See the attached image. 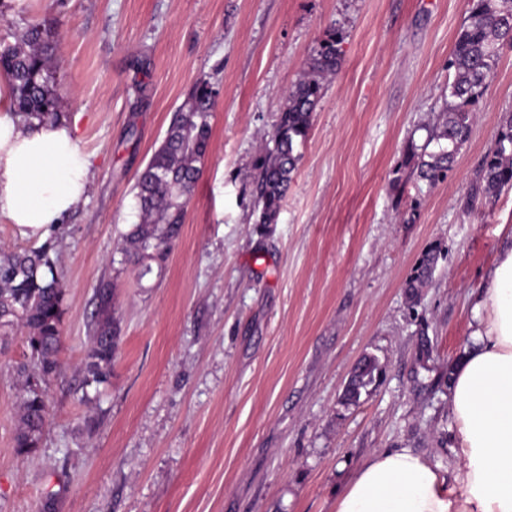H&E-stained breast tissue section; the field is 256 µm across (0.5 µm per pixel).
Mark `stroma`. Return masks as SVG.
Masks as SVG:
<instances>
[{
	"instance_id": "1",
	"label": "stroma",
	"mask_w": 512,
	"mask_h": 512,
	"mask_svg": "<svg viewBox=\"0 0 512 512\" xmlns=\"http://www.w3.org/2000/svg\"><path fill=\"white\" fill-rule=\"evenodd\" d=\"M470 0H6L0 38L59 32L61 109L89 155L85 203L46 239L0 223V246H52L66 292L61 372L37 448L15 446L26 337L0 346V512H336L373 453L409 448L453 480L448 377L471 302L512 226V188L463 201L512 116V46L444 182L404 165L448 96ZM326 86L278 218L255 221L254 159L331 29ZM202 78L218 83L209 153L161 273L123 264L132 187ZM136 124L137 139L127 128ZM431 281L405 288L429 246ZM114 285L120 344L84 388L95 291ZM428 343L430 355L420 352ZM381 376L342 400L354 364Z\"/></svg>"
}]
</instances>
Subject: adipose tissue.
<instances>
[{"label":"adipose tissue","instance_id":"ef3b65f1","mask_svg":"<svg viewBox=\"0 0 512 512\" xmlns=\"http://www.w3.org/2000/svg\"><path fill=\"white\" fill-rule=\"evenodd\" d=\"M91 161L69 123L15 115L0 77V223L44 238L88 191ZM473 345L449 387L457 423L458 492L409 448L373 454L336 499V512H512V232L507 233L472 308Z\"/></svg>","mask_w":512,"mask_h":512}]
</instances>
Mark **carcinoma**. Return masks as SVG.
I'll return each mask as SVG.
<instances>
[{
    "instance_id": "obj_1",
    "label": "carcinoma",
    "mask_w": 512,
    "mask_h": 512,
    "mask_svg": "<svg viewBox=\"0 0 512 512\" xmlns=\"http://www.w3.org/2000/svg\"><path fill=\"white\" fill-rule=\"evenodd\" d=\"M341 41V34L333 29L318 43L302 80L288 92L287 104L269 140L255 157L257 224L276 223L301 158L299 147L309 136L327 78L341 65ZM506 43L512 44V0H472L448 62L453 74L441 121L428 132L423 145L411 141L407 148V162L413 165L420 180L435 185L447 178L457 154L470 139L476 120L474 105L497 69ZM56 44L55 28L43 23L27 25L20 44L0 41V71L10 77L17 113L26 120L55 122L64 118L51 67ZM218 96L217 85L209 80L193 85L162 144L133 185L143 220L126 234L123 254L125 261L138 266L141 279L153 273V266H162L180 235L188 198L208 152L211 118ZM434 141L438 149L431 151L429 146ZM509 185L512 116L500 125L492 147L476 171L464 207L472 208L481 199L493 198ZM50 249L48 244L16 251L0 249V343L15 330L25 331L29 358L47 379L58 373L65 301V290L49 257ZM436 263V251H426L405 288L413 294L423 287L431 279ZM96 300L97 318L85 362L86 387L107 381L120 339L111 283L100 284ZM377 371V363H371L344 400L359 402L362 395L369 393ZM19 372L25 380L15 444L27 450L39 444L49 409L44 390L32 383L27 365L20 366Z\"/></svg>"
}]
</instances>
